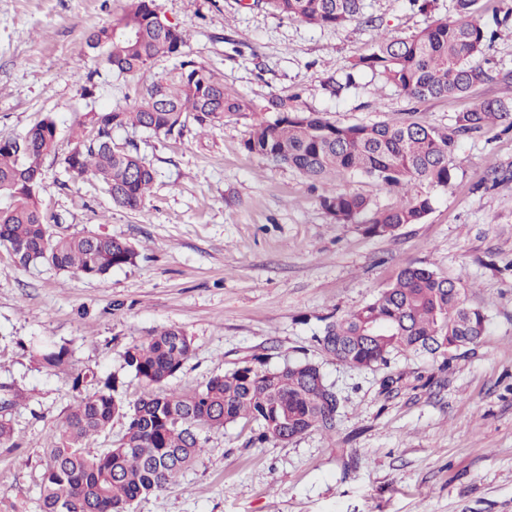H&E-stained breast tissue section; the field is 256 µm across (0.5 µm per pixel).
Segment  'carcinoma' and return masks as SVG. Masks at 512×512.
<instances>
[{"label": "carcinoma", "instance_id": "obj_1", "mask_svg": "<svg viewBox=\"0 0 512 512\" xmlns=\"http://www.w3.org/2000/svg\"><path fill=\"white\" fill-rule=\"evenodd\" d=\"M272 11L314 26L340 27L358 17L362 0H257ZM479 0H455L457 18L430 24L408 37L383 35L370 53L354 61L353 73L369 70L382 76L411 100L464 94L493 80L483 57L497 36L476 19ZM155 0H127L120 16L85 37L88 50L101 56L113 73L127 75L167 58L177 66L163 80L141 88L132 103L109 112L90 110L78 121L65 169L101 182L116 206L136 210L150 193L155 171L143 158L112 145V129L128 125L156 135L181 133L192 121L201 128L242 112H274L272 121L252 125L248 152L288 165L313 182L340 172L364 175L402 193L394 208L374 210L360 195L331 191L321 205L336 224H361L372 237L395 234L418 224L431 210L418 183L446 189L455 137L504 124L512 127V103L483 101L459 113L454 127L440 132L415 122L343 124L318 112L288 107L272 96L258 108L226 90L211 70L184 52L186 32L163 26ZM57 151V128L47 116L23 136L0 139V246L15 265L47 263L62 272L96 278L131 264L136 249L118 238L90 233L59 234L38 187L44 161ZM488 325L487 315L467 305L455 281L415 266L403 267L396 280L364 307L328 322L317 342L336 361L356 368L385 365L397 354L426 351L447 356L454 342L476 343ZM192 339L180 327L151 334L124 353L126 366L150 391L127 399L118 379L106 378L90 396L76 401L66 416L47 463L37 498V512H131L141 497L165 490L189 470L204 449L200 431H220L238 420L259 425L257 440L288 442L309 430L335 428L339 399L316 381L311 362L278 370L244 364L213 376L204 388L189 392L162 390L190 357ZM44 367L63 370L70 349L52 344L37 350ZM14 406L0 403V446L14 447L7 418ZM126 420L118 446L97 454L86 442L106 431L112 420Z\"/></svg>", "mask_w": 512, "mask_h": 512}]
</instances>
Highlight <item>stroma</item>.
I'll return each instance as SVG.
<instances>
[{"instance_id":"35a3bbf8","label":"stroma","mask_w":512,"mask_h":512,"mask_svg":"<svg viewBox=\"0 0 512 512\" xmlns=\"http://www.w3.org/2000/svg\"><path fill=\"white\" fill-rule=\"evenodd\" d=\"M156 3L188 33L190 57L259 107L275 95L344 124L445 131L458 113L512 97L501 80L421 102L368 71L345 85L381 34L447 20L454 0H434L428 13L409 0H363L361 19L342 28L293 21L254 0ZM125 5L0 0V139L53 115L58 150L44 163L39 197L56 231L119 238L139 253L88 278L16 267L0 247V399L16 401L15 445L0 447V512H35L46 450L77 396L110 375L127 399L145 392L124 353L171 325L187 331L193 351L166 390L201 389L246 361L277 369L306 360L341 407L332 432L285 443H257V424L244 420L209 433L194 467L133 512H512V129L458 137L450 187L433 191L420 223L388 237L333 223L320 197L332 187L387 209L400 194L348 173L326 187L247 152L253 113L171 136L118 129L114 144L156 171L144 204L126 210L94 179L63 168L86 109L125 104L175 65L118 76L84 55L85 35ZM409 264L460 282L489 319L480 342L445 359L408 353L363 369L323 352L316 339L326 323L371 302ZM43 343L68 345V371L38 365L32 349Z\"/></svg>"}]
</instances>
